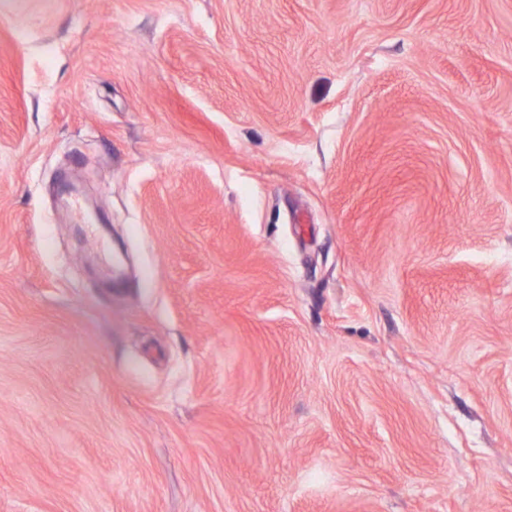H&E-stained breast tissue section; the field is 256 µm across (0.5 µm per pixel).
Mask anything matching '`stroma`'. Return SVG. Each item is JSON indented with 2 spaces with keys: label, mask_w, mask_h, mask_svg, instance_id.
<instances>
[{
  "label": "stroma",
  "mask_w": 512,
  "mask_h": 512,
  "mask_svg": "<svg viewBox=\"0 0 512 512\" xmlns=\"http://www.w3.org/2000/svg\"><path fill=\"white\" fill-rule=\"evenodd\" d=\"M0 512H512V0H0Z\"/></svg>",
  "instance_id": "stroma-1"
}]
</instances>
